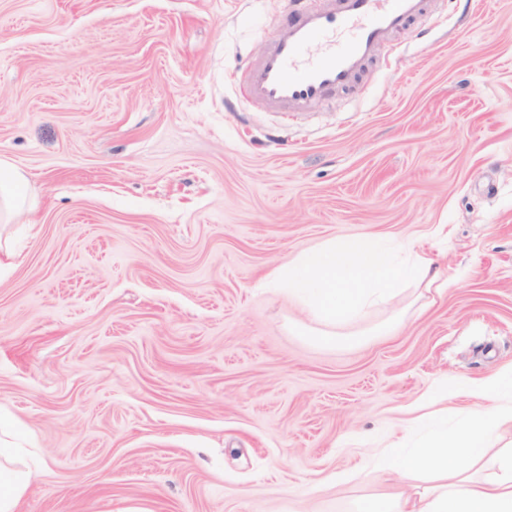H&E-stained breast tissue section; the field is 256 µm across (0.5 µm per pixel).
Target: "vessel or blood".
<instances>
[{
    "label": "vessel or blood",
    "instance_id": "vessel-or-blood-1",
    "mask_svg": "<svg viewBox=\"0 0 512 512\" xmlns=\"http://www.w3.org/2000/svg\"><path fill=\"white\" fill-rule=\"evenodd\" d=\"M428 9L426 0H315L278 27L240 78L245 96L288 112L350 87L391 38ZM322 46L319 56L310 44Z\"/></svg>",
    "mask_w": 512,
    "mask_h": 512
}]
</instances>
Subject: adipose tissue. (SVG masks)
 <instances>
[{"label":"adipose tissue","mask_w":512,"mask_h":512,"mask_svg":"<svg viewBox=\"0 0 512 512\" xmlns=\"http://www.w3.org/2000/svg\"><path fill=\"white\" fill-rule=\"evenodd\" d=\"M25 173L0 158V223L31 213L22 187ZM286 289L315 320L342 325L383 305L404 289L442 292L448 280L430 251L415 242H391L376 233L342 236L309 246L265 278ZM489 406L465 415L454 429L433 426L420 447L393 449L382 460L384 471L405 477L425 470L433 485L380 496L378 512H512V371L483 387ZM501 442L491 451L492 442ZM32 471L19 458L10 424L0 416V512H18Z\"/></svg>","instance_id":"1"}]
</instances>
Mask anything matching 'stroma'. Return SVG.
I'll use <instances>...</instances> for the list:
<instances>
[{
  "label": "stroma",
  "instance_id": "obj_1",
  "mask_svg": "<svg viewBox=\"0 0 512 512\" xmlns=\"http://www.w3.org/2000/svg\"><path fill=\"white\" fill-rule=\"evenodd\" d=\"M289 0H0V408L41 461L20 512H354L439 382L512 368V0H433L353 89L240 97ZM449 279L323 342L261 287L339 236ZM25 173L7 159L0 158V223L12 224L16 218L32 212L22 191Z\"/></svg>",
  "mask_w": 512,
  "mask_h": 512
}]
</instances>
